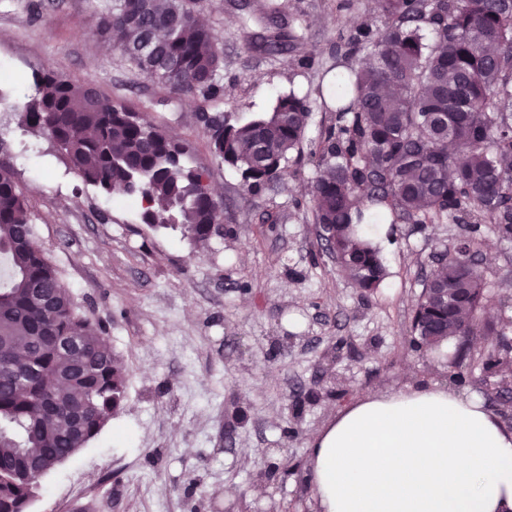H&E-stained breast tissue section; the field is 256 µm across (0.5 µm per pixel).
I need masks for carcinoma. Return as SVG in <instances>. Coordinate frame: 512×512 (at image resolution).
I'll return each mask as SVG.
<instances>
[{
	"label": "carcinoma",
	"instance_id": "obj_1",
	"mask_svg": "<svg viewBox=\"0 0 512 512\" xmlns=\"http://www.w3.org/2000/svg\"><path fill=\"white\" fill-rule=\"evenodd\" d=\"M197 0H113L97 34H123L119 49L178 94L220 98L224 57L200 22ZM384 25L356 28L336 50L373 62L338 73L326 94L334 125L318 150L314 222L339 270L371 293L386 276L365 226L446 221L476 226L434 270L419 296L413 342L437 347L477 324L479 271L460 258L482 245L481 225L512 239V0H381ZM262 46H296L267 23ZM431 32L428 41L425 32ZM22 126L47 135L83 180L141 207L154 228L196 243L220 235L205 170L187 143L146 112L104 100L89 84L32 72ZM311 115L290 93L247 122L226 116L207 129L212 155L239 171L257 197L302 154ZM11 167L0 163V512H27L39 480L84 448L126 400V372L101 326L82 316L44 254Z\"/></svg>",
	"mask_w": 512,
	"mask_h": 512
}]
</instances>
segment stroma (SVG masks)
<instances>
[{
  "instance_id": "stroma-1",
  "label": "stroma",
  "mask_w": 512,
  "mask_h": 512,
  "mask_svg": "<svg viewBox=\"0 0 512 512\" xmlns=\"http://www.w3.org/2000/svg\"><path fill=\"white\" fill-rule=\"evenodd\" d=\"M106 0H0V161L8 163L35 242L78 311L105 328L127 370V399L86 448L40 480L29 512H319L309 439L366 392L425 379L483 401L502 377L484 368L494 338L512 341V240L482 225L480 321L496 337L437 348L411 342L414 306L437 258L465 224H386L376 239L387 270L363 295L318 236L310 184L332 114L318 90L336 72V45L363 23L380 28L379 0H199L224 53L221 99L210 109L246 121L288 93L311 118L285 180L248 197L239 172L216 161L199 99L177 95L96 34ZM288 21L297 48L257 51L258 16ZM51 69L93 84L191 147L230 234L194 245L143 224L67 166L46 136L18 123L31 74ZM495 316H488V308Z\"/></svg>"
}]
</instances>
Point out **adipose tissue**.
Instances as JSON below:
<instances>
[{"label":"adipose tissue","instance_id":"adipose-tissue-1","mask_svg":"<svg viewBox=\"0 0 512 512\" xmlns=\"http://www.w3.org/2000/svg\"><path fill=\"white\" fill-rule=\"evenodd\" d=\"M309 447L320 512H512V427L437 383L373 389Z\"/></svg>","mask_w":512,"mask_h":512}]
</instances>
